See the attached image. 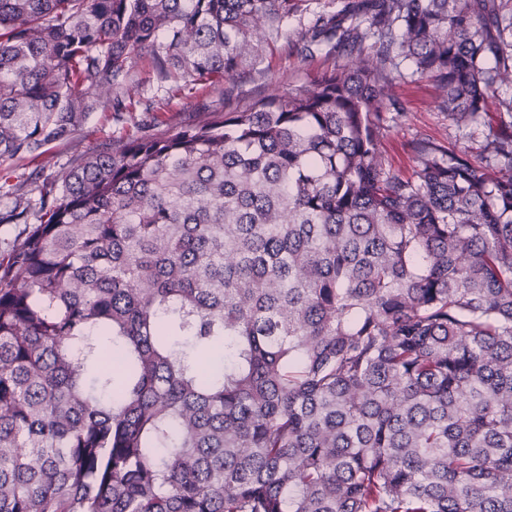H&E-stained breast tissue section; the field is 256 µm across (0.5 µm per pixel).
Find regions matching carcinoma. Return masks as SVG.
<instances>
[{
  "label": "carcinoma",
  "mask_w": 512,
  "mask_h": 512,
  "mask_svg": "<svg viewBox=\"0 0 512 512\" xmlns=\"http://www.w3.org/2000/svg\"><path fill=\"white\" fill-rule=\"evenodd\" d=\"M307 0H0V162L140 60L239 76ZM315 84L93 152L0 263V512H512V132L401 178L385 89L479 123L512 0H344Z\"/></svg>",
  "instance_id": "obj_1"
}]
</instances>
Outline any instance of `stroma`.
Wrapping results in <instances>:
<instances>
[{
	"instance_id": "stroma-1",
	"label": "stroma",
	"mask_w": 512,
	"mask_h": 512,
	"mask_svg": "<svg viewBox=\"0 0 512 512\" xmlns=\"http://www.w3.org/2000/svg\"><path fill=\"white\" fill-rule=\"evenodd\" d=\"M351 60L345 47H325L303 56L297 52L294 39L282 38L264 45L258 57L247 63L241 77L206 90H180L157 84L149 78L148 62H141L137 73L140 85L121 121H114L108 112H93L71 138L50 144L40 158L18 157L0 166L9 175L7 192L0 195V213L17 205L28 210L27 222L0 223V261L6 260L12 247L25 238L31 226L38 224L36 187L45 178L61 176L87 154L118 147L129 138L177 130L199 122L206 113L246 106L267 94H283L314 83ZM389 96L401 115L384 131L380 149L394 172L412 175V144L421 138L445 148L465 147L474 161L485 162L488 151L483 134L476 132L473 125L449 119L440 108L442 92L433 81L406 74L390 88Z\"/></svg>"
}]
</instances>
